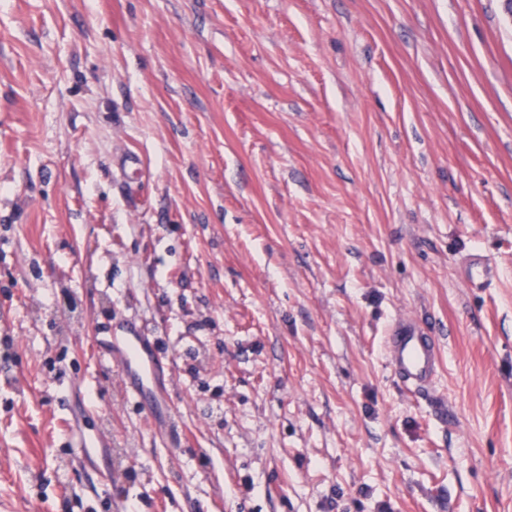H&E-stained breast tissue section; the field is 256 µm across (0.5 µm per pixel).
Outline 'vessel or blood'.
<instances>
[{
    "mask_svg": "<svg viewBox=\"0 0 512 512\" xmlns=\"http://www.w3.org/2000/svg\"><path fill=\"white\" fill-rule=\"evenodd\" d=\"M147 341L140 330L121 337L123 357L119 366L127 398L155 407L159 404L153 391L158 358L146 352ZM386 346L397 381L415 393L431 392L440 365V352L433 338L413 318L405 317L392 326Z\"/></svg>",
    "mask_w": 512,
    "mask_h": 512,
    "instance_id": "obj_1",
    "label": "vessel or blood"
}]
</instances>
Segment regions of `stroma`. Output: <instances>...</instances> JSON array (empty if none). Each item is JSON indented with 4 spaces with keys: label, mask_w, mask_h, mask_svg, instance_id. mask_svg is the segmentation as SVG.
<instances>
[{
    "label": "stroma",
    "mask_w": 512,
    "mask_h": 512,
    "mask_svg": "<svg viewBox=\"0 0 512 512\" xmlns=\"http://www.w3.org/2000/svg\"><path fill=\"white\" fill-rule=\"evenodd\" d=\"M0 512H512L502 0H0ZM392 372L415 393H430L440 365V352L432 336L411 317L399 319L386 337ZM116 341L120 342L123 348V357L119 366L124 376L126 397L135 400L138 404L161 409L165 420L170 425L168 431H164L165 435L170 432V428H173V424L178 428L175 413L168 408L166 402L163 404L153 391L154 374L160 359L155 354H148L145 350L146 343L150 342V336H144L142 330L129 336H111L108 340L111 355L112 345ZM162 405L165 409L161 407Z\"/></svg>",
    "instance_id": "35a3bbf8"
}]
</instances>
